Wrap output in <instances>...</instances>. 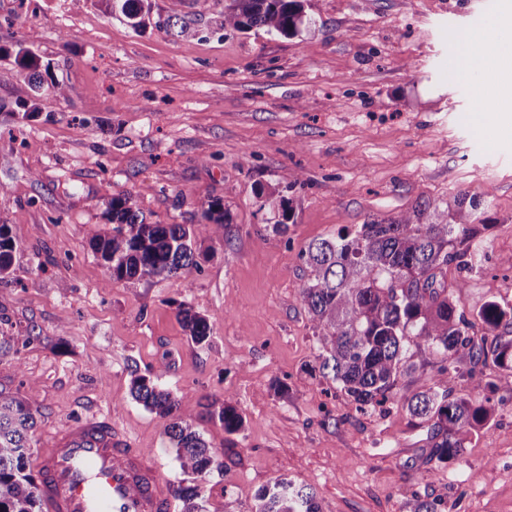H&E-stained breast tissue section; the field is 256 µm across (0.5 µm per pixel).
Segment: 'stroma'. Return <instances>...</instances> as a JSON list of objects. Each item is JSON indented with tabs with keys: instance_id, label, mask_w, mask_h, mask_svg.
<instances>
[{
	"instance_id": "obj_1",
	"label": "stroma",
	"mask_w": 512,
	"mask_h": 512,
	"mask_svg": "<svg viewBox=\"0 0 512 512\" xmlns=\"http://www.w3.org/2000/svg\"><path fill=\"white\" fill-rule=\"evenodd\" d=\"M147 3L136 28L112 0H0V42L37 54L67 91H35L30 71L0 58V224L18 243L0 280V342L27 339L0 357V392L35 409L31 454L98 414L176 482L165 420L130 394L134 377L154 376L215 451L207 512L228 498L254 512L278 478L313 489L320 512H406L415 495L440 512H512V372L443 380L492 418L438 463L404 404L432 386L434 358L413 350L397 398L359 411L319 373L300 297L310 242L462 193L487 218L475 227L485 263L449 268L445 284L466 281L469 315L512 304V115L497 110L512 87L460 63L503 0H304L308 22L289 38L222 28L225 0ZM172 16L194 37H173ZM32 105L37 117L22 119ZM117 194L150 224L203 223L218 199L229 226L197 238L191 277L115 284L90 239L110 231L104 201ZM182 305L206 319L204 343L182 327ZM214 401L237 409L239 432L206 415Z\"/></svg>"
}]
</instances>
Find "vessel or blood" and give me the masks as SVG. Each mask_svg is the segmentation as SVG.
I'll return each instance as SVG.
<instances>
[{"label":"vessel or blood","instance_id":"1","mask_svg":"<svg viewBox=\"0 0 512 512\" xmlns=\"http://www.w3.org/2000/svg\"><path fill=\"white\" fill-rule=\"evenodd\" d=\"M46 512H169L171 490L151 458L110 420L85 417L35 458Z\"/></svg>","mask_w":512,"mask_h":512}]
</instances>
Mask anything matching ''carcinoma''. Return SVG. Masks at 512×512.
<instances>
[{"label":"carcinoma","instance_id":"obj_1","mask_svg":"<svg viewBox=\"0 0 512 512\" xmlns=\"http://www.w3.org/2000/svg\"><path fill=\"white\" fill-rule=\"evenodd\" d=\"M130 23L144 25V0H116ZM304 23L303 0H228L223 28L262 27L285 37L296 35ZM15 55L28 70L41 67L32 52L0 44V56ZM112 231L94 235L92 248L106 267L109 281L125 286L156 277L188 279L200 270L194 241L205 234L221 237L227 227L224 206L211 200L203 207L205 224H148L128 194L105 200ZM484 212L457 195L426 201L388 219L371 220L334 239L309 243L302 256L309 271L301 286L320 344L318 370L341 386L364 409L384 405L396 395L399 379L413 368L408 356L414 345L435 356L438 373L471 377L479 366L512 371V305L485 302L475 314L485 330L476 337L461 308L466 284L457 294L436 287L444 267L477 273L472 225L484 224ZM17 240L9 224H0V280L12 265ZM178 317L190 338L201 344L209 337L204 317L179 308ZM131 396L147 410L168 421L167 435L176 448L181 474L206 475L214 450L180 414L172 393L152 378L131 381ZM413 418L429 423L432 456L445 463L461 455L465 441L487 425L489 411L465 397L440 389V382L407 399ZM208 414L227 433L243 427L242 416L229 404L206 405ZM37 427L35 410L23 399L0 392V512H41L38 484L27 468ZM182 512H205L198 483L173 485ZM255 512H319L313 491L276 479L256 495Z\"/></svg>","mask_w":512,"mask_h":512}]
</instances>
